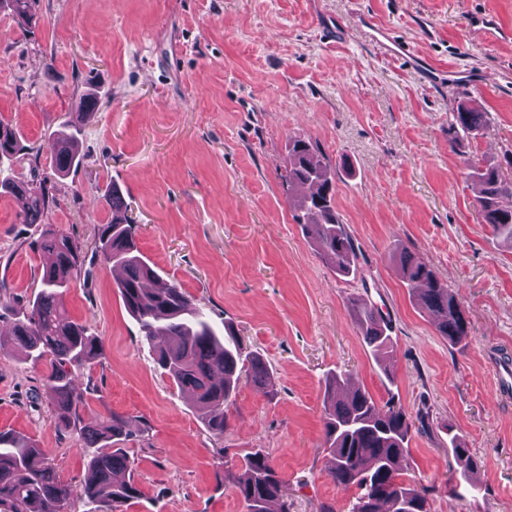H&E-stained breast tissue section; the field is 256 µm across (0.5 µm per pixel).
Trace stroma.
I'll use <instances>...</instances> for the list:
<instances>
[{"instance_id":"1","label":"stroma","mask_w":512,"mask_h":512,"mask_svg":"<svg viewBox=\"0 0 512 512\" xmlns=\"http://www.w3.org/2000/svg\"><path fill=\"white\" fill-rule=\"evenodd\" d=\"M39 16L27 26L0 9V121L43 146L85 94L98 108L45 223H23V200L0 194V430L79 484L87 451L55 426L48 365L19 359L10 336L40 289L36 241L51 229L91 259L65 306L104 355L74 383L84 425L115 413L129 423L121 446L141 496L124 512H246L220 475L256 450L292 512H345L352 493L328 475L322 422L335 373L411 416L403 469L429 487L431 512H512V397L496 375L512 358V246L484 223L467 166L512 155V0H40ZM399 43L408 53L395 55ZM463 102L488 123L454 150ZM293 136L337 167L356 278L336 276L295 220L284 180ZM112 185L142 255L270 369L266 386H240L224 435L159 369L116 271L95 255ZM403 249L455 292L465 343L450 345L418 309L398 271ZM355 298L388 324L385 366L349 313ZM453 432L479 461L480 493L455 472Z\"/></svg>"}]
</instances>
